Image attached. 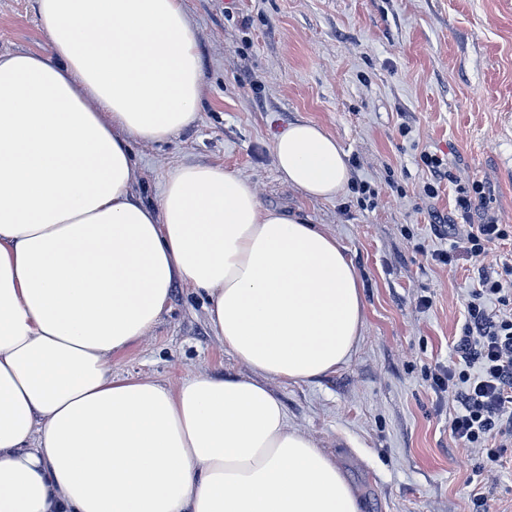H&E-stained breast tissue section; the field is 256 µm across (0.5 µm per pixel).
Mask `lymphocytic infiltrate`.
<instances>
[{
	"mask_svg": "<svg viewBox=\"0 0 512 512\" xmlns=\"http://www.w3.org/2000/svg\"><path fill=\"white\" fill-rule=\"evenodd\" d=\"M421 161L432 177L423 186L426 196H437V181L444 177L456 192V218L433 216L438 235L452 242L451 248L436 251L434 260L450 267L463 255L482 265L463 333L452 342L455 363L439 369L433 382L437 391L450 393L456 405L448 419L451 437L464 447L481 449L486 465L495 467L505 452V437H512V315L490 313L487 305L493 301L512 307V264L492 268L484 261L492 246L512 241V225L479 212L482 182L462 183L447 176L448 162L442 156L428 152Z\"/></svg>",
	"mask_w": 512,
	"mask_h": 512,
	"instance_id": "f902f5d3",
	"label": "lymphocytic infiltrate"
}]
</instances>
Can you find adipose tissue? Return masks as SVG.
<instances>
[{
    "label": "adipose tissue",
    "instance_id": "obj_1",
    "mask_svg": "<svg viewBox=\"0 0 512 512\" xmlns=\"http://www.w3.org/2000/svg\"><path fill=\"white\" fill-rule=\"evenodd\" d=\"M36 12L48 51L0 54V512H360L266 385L351 356L364 306L343 248L221 165L176 167L155 207L132 192L130 142L197 119L182 0H36ZM273 151L310 198L349 180L318 124H290ZM178 285L206 295L245 375L113 374Z\"/></svg>",
    "mask_w": 512,
    "mask_h": 512
}]
</instances>
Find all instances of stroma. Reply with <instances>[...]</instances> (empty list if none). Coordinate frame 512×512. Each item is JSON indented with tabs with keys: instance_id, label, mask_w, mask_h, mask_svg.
Masks as SVG:
<instances>
[{
	"instance_id": "stroma-1",
	"label": "stroma",
	"mask_w": 512,
	"mask_h": 512,
	"mask_svg": "<svg viewBox=\"0 0 512 512\" xmlns=\"http://www.w3.org/2000/svg\"><path fill=\"white\" fill-rule=\"evenodd\" d=\"M196 30L203 96L194 125L131 145L132 191L158 205L184 163L219 164L252 182L263 206L336 237L360 278L365 324L349 361L309 382L268 380L292 426L346 472L361 512H512V447L495 470L448 433L453 406L432 376L452 361L475 263L437 265L449 242L431 214L454 187L424 196L423 152L483 181V207L512 225V0H183ZM35 0H0V52L47 50ZM322 126L347 156L349 185L309 198L279 176L275 134ZM376 192L366 205L356 190ZM431 299L422 307L421 299ZM207 299L173 290L147 340L112 358L121 376L177 382L242 366L216 340Z\"/></svg>"
}]
</instances>
